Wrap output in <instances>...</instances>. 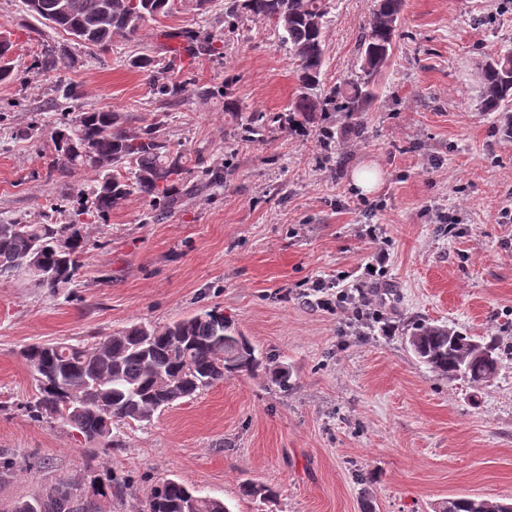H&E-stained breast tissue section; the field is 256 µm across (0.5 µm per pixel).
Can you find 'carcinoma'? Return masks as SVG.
I'll use <instances>...</instances> for the list:
<instances>
[{"instance_id":"obj_1","label":"carcinoma","mask_w":512,"mask_h":512,"mask_svg":"<svg viewBox=\"0 0 512 512\" xmlns=\"http://www.w3.org/2000/svg\"><path fill=\"white\" fill-rule=\"evenodd\" d=\"M24 12L61 30L86 46L102 47L112 34L134 35L141 26L169 13L174 0H23ZM403 0H373L368 26L359 43L360 73L342 86L322 89L325 37L330 0H225L224 14L271 23L296 61L298 93L288 116L252 114L245 132L260 136L269 122L288 132L315 122L317 115L341 113L357 121L376 97L375 89L399 36ZM193 54L215 55L212 34L169 32ZM477 111L497 112L506 137H512V49L479 64ZM15 77L13 43L0 37V82ZM64 169L95 172L77 195L91 202L97 217L108 216L126 197L137 194L153 203H172L189 172L187 159L171 150L152 127L131 128L115 112L62 113L51 132ZM76 210L69 224L0 223V279L16 277L15 261L36 254L41 273L31 278L40 288L59 294L73 285L89 239ZM416 357L437 376L472 385L495 377L502 344L495 336L475 338L454 326L418 323L408 336ZM33 372L35 394L29 402L37 419L60 420L87 443L112 445V428L149 423L177 401L262 364L254 346L235 332L214 306L162 327L135 323L92 345L57 342L33 344L22 351ZM77 489L52 484L41 496L15 503L11 512H79ZM231 512L220 499L203 496L178 478L156 483L142 512ZM438 512H512V503L483 496L450 498Z\"/></svg>"}]
</instances>
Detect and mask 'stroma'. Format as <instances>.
Wrapping results in <instances>:
<instances>
[{
    "instance_id": "1",
    "label": "stroma",
    "mask_w": 512,
    "mask_h": 512,
    "mask_svg": "<svg viewBox=\"0 0 512 512\" xmlns=\"http://www.w3.org/2000/svg\"><path fill=\"white\" fill-rule=\"evenodd\" d=\"M322 80L359 68L371 0H332ZM219 35L223 54L174 55L168 31ZM15 43V80L0 83V221L51 217L48 202L91 180L52 173L49 130L58 91L68 112L110 110L130 127L155 124L190 172L177 205L130 195L89 224L94 245L74 287L57 295L22 278L0 280V508L51 484L92 496L93 472L124 481L100 512H136L161 479L179 477L231 512H434L460 495L512 501V354L474 387L420 363L406 344L417 322L457 325L512 343V139L476 109L478 65L512 48V0H404L400 36L364 138L337 117L340 146L324 155L317 127L270 124L243 140L224 115L231 92L244 116L284 112L296 93L293 59L268 23L224 19V0L198 12L177 0L136 36L90 50L0 0V32ZM56 67L37 73L38 57ZM153 59L166 100L135 66ZM377 167L363 194L354 171ZM379 225L372 243L365 229ZM388 255L375 290L380 324L351 329L316 303L314 282L352 291L376 248ZM219 307L256 347L263 367L224 380L121 426L111 447L85 443L25 410L35 391L21 356L31 343L92 344L136 322L162 326ZM286 368L287 390L269 371ZM252 481L276 496H243Z\"/></svg>"
}]
</instances>
